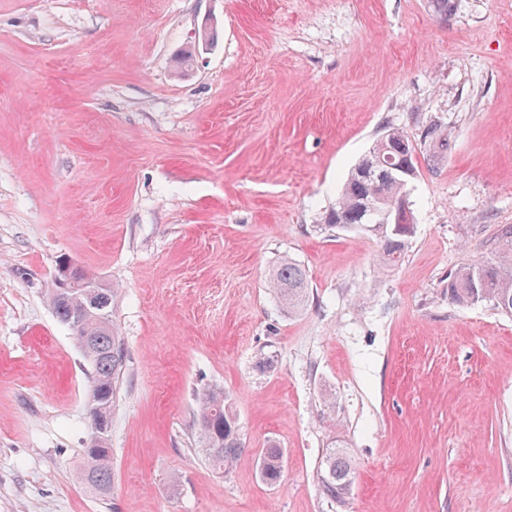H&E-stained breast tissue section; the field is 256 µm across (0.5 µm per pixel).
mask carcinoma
I'll list each match as a JSON object with an SVG mask.
<instances>
[{"label":"carcinoma","mask_w":512,"mask_h":512,"mask_svg":"<svg viewBox=\"0 0 512 512\" xmlns=\"http://www.w3.org/2000/svg\"><path fill=\"white\" fill-rule=\"evenodd\" d=\"M382 158L393 157L394 162L408 169L417 170L416 148L401 131L392 129L385 141H376L363 162L375 154ZM408 181L402 178L378 177L375 173L366 175L358 169L349 174L336 205L329 209L323 223L336 228L349 229L364 223L371 217L372 232L378 236L391 263L404 255L413 225L384 223V214L392 205L406 199ZM498 260L488 263H465L448 276V297L460 305L485 302L493 309L512 315V226L498 229ZM269 285L279 296L288 313L303 310L308 300V281L305 271L292 260L285 258L272 270ZM48 301L57 319L71 324L83 304V295L69 292L57 295L48 292ZM86 331L99 351L94 365L93 383L102 396L114 402L118 392L124 355L120 339L116 336L112 319L93 320L86 325ZM195 417L196 435L200 450L219 470L226 471L233 464L243 442L236 418L226 408V396L219 388L207 389L198 395ZM282 454L276 447L268 448L261 463L262 479L274 485L282 477ZM76 478L90 487L97 496H110L112 458L110 455L91 454L82 450L81 463ZM353 480V467L347 454L334 448L327 451L320 469V488L324 496L341 501L349 494Z\"/></svg>","instance_id":"cac0c4a2"}]
</instances>
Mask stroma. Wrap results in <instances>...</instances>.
I'll return each mask as SVG.
<instances>
[{
  "instance_id": "35a3bbf8",
  "label": "stroma",
  "mask_w": 512,
  "mask_h": 512,
  "mask_svg": "<svg viewBox=\"0 0 512 512\" xmlns=\"http://www.w3.org/2000/svg\"><path fill=\"white\" fill-rule=\"evenodd\" d=\"M391 128L420 159L394 265L321 227ZM502 224L512 0H0V512H512V316L448 298ZM286 257L293 315L268 285ZM63 259L114 288L105 500L74 477L93 369L47 302ZM212 387L244 444L223 473L192 432ZM269 285L288 309V314L303 310L309 286L306 273L299 264L288 258L281 260L270 274ZM282 454L279 448H267L262 457L261 476L270 485L280 482L283 469ZM353 480V467L347 454L329 448L320 469V488L324 496L341 501L349 494Z\"/></svg>"
}]
</instances>
